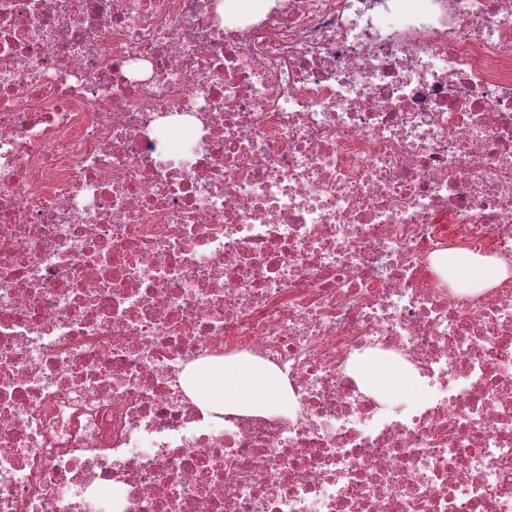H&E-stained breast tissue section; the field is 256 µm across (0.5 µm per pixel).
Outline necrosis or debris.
<instances>
[{
  "label": "necrosis or debris",
  "mask_w": 512,
  "mask_h": 512,
  "mask_svg": "<svg viewBox=\"0 0 512 512\" xmlns=\"http://www.w3.org/2000/svg\"><path fill=\"white\" fill-rule=\"evenodd\" d=\"M0 512H512V0H0ZM503 274L502 269L492 261H485L477 277L470 282L459 285V288H487L492 285ZM193 383L199 394L225 410L288 411L284 381L260 365L225 363L224 374L202 373L194 377ZM360 372L364 385L371 391L393 396L419 392L415 379L394 365L368 362L360 367Z\"/></svg>",
  "instance_id": "obj_1"
}]
</instances>
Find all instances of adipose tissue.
I'll list each match as a JSON object with an SVG mask.
<instances>
[{"mask_svg":"<svg viewBox=\"0 0 512 512\" xmlns=\"http://www.w3.org/2000/svg\"><path fill=\"white\" fill-rule=\"evenodd\" d=\"M360 372L367 389L387 395L415 394L419 386L404 370L384 363L369 362ZM199 394L226 410L284 413L288 390L278 374L260 365L228 364L223 374L203 373L193 379Z\"/></svg>","mask_w":512,"mask_h":512,"instance_id":"ef3b65f1","label":"adipose tissue"}]
</instances>
